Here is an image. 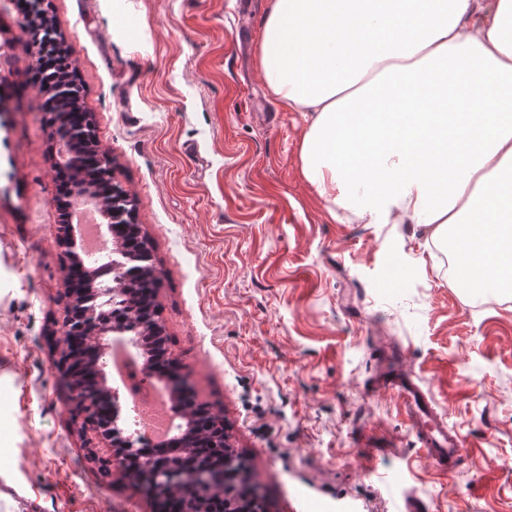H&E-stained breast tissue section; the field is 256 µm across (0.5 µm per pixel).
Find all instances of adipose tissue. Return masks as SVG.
<instances>
[{
	"instance_id": "obj_1",
	"label": "adipose tissue",
	"mask_w": 512,
	"mask_h": 512,
	"mask_svg": "<svg viewBox=\"0 0 512 512\" xmlns=\"http://www.w3.org/2000/svg\"><path fill=\"white\" fill-rule=\"evenodd\" d=\"M260 65L312 115L332 210L430 227L473 291L512 295V0H271Z\"/></svg>"
}]
</instances>
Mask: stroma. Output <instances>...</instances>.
I'll return each instance as SVG.
<instances>
[{"label": "stroma", "mask_w": 512, "mask_h": 512, "mask_svg": "<svg viewBox=\"0 0 512 512\" xmlns=\"http://www.w3.org/2000/svg\"><path fill=\"white\" fill-rule=\"evenodd\" d=\"M270 2L49 0L151 241L169 353L270 512H395L408 494L424 512H512V298L459 288L422 226L332 216L301 173L310 115L260 72ZM18 3L0 0V512H162L100 476L84 444L111 448L65 410L71 262ZM387 347L462 436L453 476L373 391Z\"/></svg>", "instance_id": "obj_1"}]
</instances>
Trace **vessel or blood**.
Here are the masks:
<instances>
[{"instance_id": "obj_1", "label": "vessel or blood", "mask_w": 512, "mask_h": 512, "mask_svg": "<svg viewBox=\"0 0 512 512\" xmlns=\"http://www.w3.org/2000/svg\"><path fill=\"white\" fill-rule=\"evenodd\" d=\"M378 384L401 398L405 417L418 442L426 449L439 474L451 476L461 455L463 442L457 432L448 428L429 396L409 373L403 371L383 370L378 377Z\"/></svg>"}]
</instances>
